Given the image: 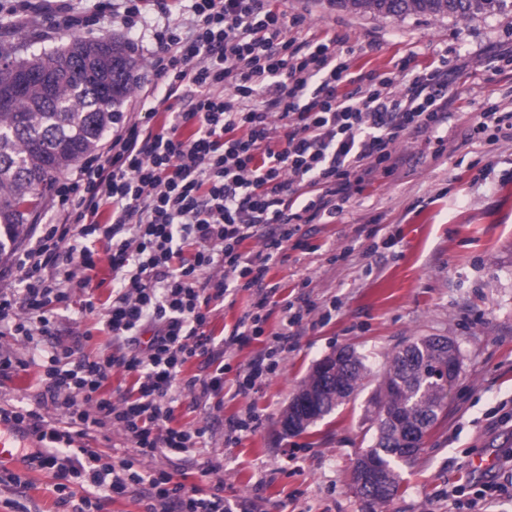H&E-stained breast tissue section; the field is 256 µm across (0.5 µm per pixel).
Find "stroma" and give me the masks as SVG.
I'll return each instance as SVG.
<instances>
[{
    "instance_id": "obj_1",
    "label": "stroma",
    "mask_w": 512,
    "mask_h": 512,
    "mask_svg": "<svg viewBox=\"0 0 512 512\" xmlns=\"http://www.w3.org/2000/svg\"><path fill=\"white\" fill-rule=\"evenodd\" d=\"M98 0H68L72 14L97 16L93 30L55 25L39 13L0 16V44L18 56L52 49L70 37L115 38L137 60L136 86L122 111L148 112L156 78V49L149 27H129L122 9L99 12ZM288 16L304 17L303 36H334L356 72L390 74L398 64L413 68L448 63V119L438 134L409 133L392 152L389 174L367 177L342 215L326 224H306L301 247L286 245L282 261L267 276L276 284L264 336L234 347L224 389L195 398L183 392L174 423L208 430L205 446L168 459L154 469L185 475L187 484L223 483L233 512H363L350 472L376 426L370 413L388 360L396 347L417 336H445L459 349L462 374L429 433L417 462L403 468L401 493L379 512H512V139L475 137L473 128L489 106L512 112V11L469 18L410 15L384 18L338 8L328 0H278ZM95 284L73 291L69 308L51 318L38 343L0 335V352L22 359L59 343L80 355H105L111 337L105 309L112 299V271L100 259ZM92 298L94 312L82 311ZM307 298L310 314L295 326V338L275 373L248 396H234L236 368L246 367L270 345L280 328L281 306ZM349 347L370 371L347 402L299 436H283L279 420L290 396L323 356ZM37 367L0 374V405L42 407L49 420L61 415L40 400ZM256 413L261 426L224 438L232 417ZM498 456L506 497L481 501L470 462ZM51 474L19 460L0 472V512H63Z\"/></svg>"
}]
</instances>
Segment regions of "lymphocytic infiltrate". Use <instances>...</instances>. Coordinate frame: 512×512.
I'll use <instances>...</instances> for the list:
<instances>
[{
  "instance_id": "obj_1",
  "label": "lymphocytic infiltrate",
  "mask_w": 512,
  "mask_h": 512,
  "mask_svg": "<svg viewBox=\"0 0 512 512\" xmlns=\"http://www.w3.org/2000/svg\"><path fill=\"white\" fill-rule=\"evenodd\" d=\"M188 35L164 26L154 34L151 67L164 100L183 102L160 128L144 117L122 119L107 148L84 157L59 180L47 223L37 225L14 262L15 286L0 291V325L27 341L48 335L51 307L71 289L90 288L97 244H104L117 287L106 310L115 351L75 356L55 345L41 363L65 425L37 409L0 407V419L35 437L22 458L54 473L60 506L92 512L100 494H137L142 512H232L223 484L186 486L144 460L201 444V428L174 427L183 391L220 390L229 363L182 379L195 357L211 353V304L253 291L250 310L224 336L225 348L262 336L276 287L270 267L302 225L343 213L364 176L390 162L402 135L438 132L448 117V74L409 70L405 88L392 78L353 73L332 38L291 36L271 0H193ZM349 92H341V85ZM194 125L190 136L182 127ZM315 187L298 195L299 186ZM262 236L263 247L243 244ZM195 247L183 260L185 247ZM274 343L238 370L236 392L249 395L276 371L303 317L284 304ZM150 330L139 346L141 330ZM136 376V394L113 401L114 368ZM119 428L134 455L117 462L87 447L90 432ZM82 494L69 490V475Z\"/></svg>"
}]
</instances>
